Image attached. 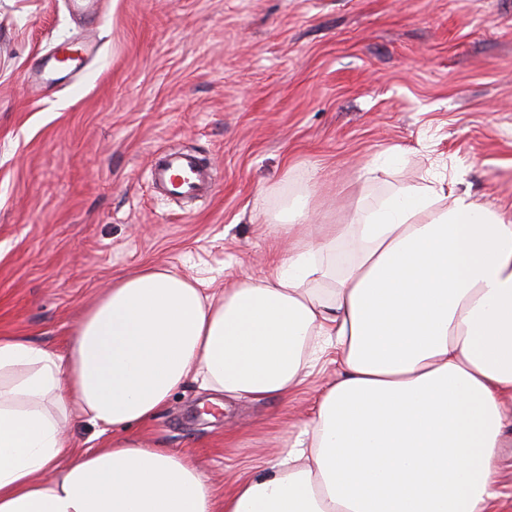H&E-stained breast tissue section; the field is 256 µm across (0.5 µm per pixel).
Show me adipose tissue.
Returning a JSON list of instances; mask_svg holds the SVG:
<instances>
[{"label":"adipose tissue","mask_w":512,"mask_h":512,"mask_svg":"<svg viewBox=\"0 0 512 512\" xmlns=\"http://www.w3.org/2000/svg\"><path fill=\"white\" fill-rule=\"evenodd\" d=\"M219 293L164 268L113 281L59 354L0 336V512H498L512 427V219L442 183L294 236ZM336 380L287 450L217 497L135 428L187 384L288 398L327 350ZM98 427L72 449L68 421Z\"/></svg>","instance_id":"1"}]
</instances>
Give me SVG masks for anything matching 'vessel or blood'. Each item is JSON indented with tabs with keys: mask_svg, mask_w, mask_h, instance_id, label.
<instances>
[{
	"mask_svg": "<svg viewBox=\"0 0 512 512\" xmlns=\"http://www.w3.org/2000/svg\"><path fill=\"white\" fill-rule=\"evenodd\" d=\"M94 54L93 44L87 42L55 44L51 54L34 61L26 79L42 88L69 83L72 75L83 71ZM152 180L176 198L207 197L215 187L211 174L201 161L194 154L185 152L158 158L152 167Z\"/></svg>",
	"mask_w": 512,
	"mask_h": 512,
	"instance_id": "vessel-or-blood-1",
	"label": "vessel or blood"
}]
</instances>
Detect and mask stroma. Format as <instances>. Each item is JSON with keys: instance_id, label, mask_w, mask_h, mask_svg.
I'll return each instance as SVG.
<instances>
[{"instance_id": "35a3bbf8", "label": "stroma", "mask_w": 512, "mask_h": 512, "mask_svg": "<svg viewBox=\"0 0 512 512\" xmlns=\"http://www.w3.org/2000/svg\"><path fill=\"white\" fill-rule=\"evenodd\" d=\"M0 0V336L65 352L113 280L161 266L212 291L283 255L267 224L315 178L314 224L441 179L512 218V0ZM97 56L73 87L25 73L60 40ZM218 174L181 206L150 160ZM336 378L288 399L191 383L140 435L194 457L216 493L288 446Z\"/></svg>"}]
</instances>
